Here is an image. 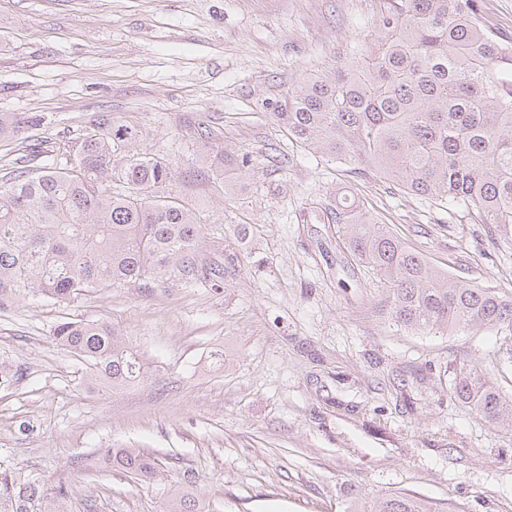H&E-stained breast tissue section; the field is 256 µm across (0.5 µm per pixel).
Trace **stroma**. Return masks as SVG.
<instances>
[{"label": "stroma", "mask_w": 512, "mask_h": 512, "mask_svg": "<svg viewBox=\"0 0 512 512\" xmlns=\"http://www.w3.org/2000/svg\"><path fill=\"white\" fill-rule=\"evenodd\" d=\"M388 0H0V112L44 116L0 142V165L58 148L102 112L137 129L130 151L164 155L168 193L196 203L236 255L221 287L178 280L70 303L0 309V460L63 487L68 512H343L349 494L409 495L438 512H512V432L456 400V368L489 367L512 398V339L483 330L413 335L384 323L379 276L327 216L342 189L428 261L512 289V232L449 215L296 143L272 115L302 73L334 71L378 36ZM247 153L243 187L195 178L204 148ZM276 155L278 166L267 159ZM103 320L151 362L119 392L52 339ZM223 348L224 365L208 357ZM141 448L165 479L103 463Z\"/></svg>", "instance_id": "35a3bbf8"}]
</instances>
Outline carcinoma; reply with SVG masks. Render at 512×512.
<instances>
[{"mask_svg":"<svg viewBox=\"0 0 512 512\" xmlns=\"http://www.w3.org/2000/svg\"><path fill=\"white\" fill-rule=\"evenodd\" d=\"M481 0H390L380 35L365 39L333 76L306 74L273 113L302 144L393 187L482 224L512 228V41L486 28ZM44 117L0 112V140L18 138ZM136 138L102 114L62 152L35 150L0 166V309L27 297L70 302L104 288L156 278L224 283V249L207 240L196 205L162 188L171 162L145 153L123 165L117 151ZM195 177L233 190L251 166L237 151L202 154ZM119 188L112 187V184ZM331 221L351 253L386 283L389 323L417 335L491 330L512 335V289L475 284L432 267L386 224L346 195ZM53 341L88 364V387L120 391L151 364L106 322L64 321ZM452 393L489 423L512 431V401L491 373L459 368ZM109 464L140 481L161 475L139 448L107 449ZM0 512H66L65 493L0 460ZM169 512H206L184 494ZM344 512H433L404 495L354 493Z\"/></svg>","mask_w":512,"mask_h":512,"instance_id":"cac0c4a2","label":"carcinoma"}]
</instances>
